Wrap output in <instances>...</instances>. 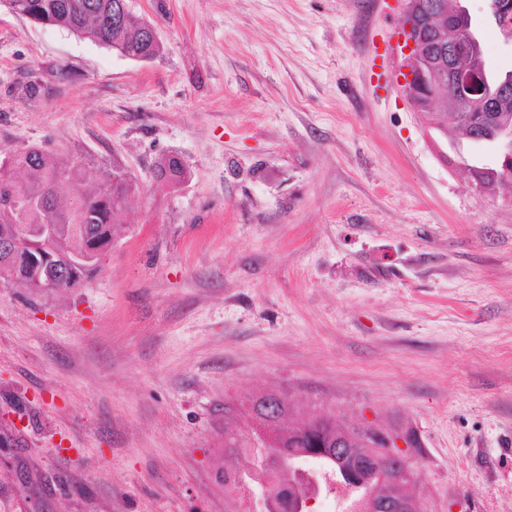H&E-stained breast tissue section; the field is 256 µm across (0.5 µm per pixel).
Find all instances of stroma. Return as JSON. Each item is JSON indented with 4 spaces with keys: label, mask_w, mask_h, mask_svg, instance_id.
I'll list each match as a JSON object with an SVG mask.
<instances>
[{
    "label": "stroma",
    "mask_w": 512,
    "mask_h": 512,
    "mask_svg": "<svg viewBox=\"0 0 512 512\" xmlns=\"http://www.w3.org/2000/svg\"><path fill=\"white\" fill-rule=\"evenodd\" d=\"M130 7L151 60L0 4V153L133 186L82 286L0 283V512H236L224 415L265 391L414 430L430 512H512V191L408 104L402 0ZM464 170L474 189L486 196L494 195L497 188L512 183V157L507 155L500 154L493 164L482 161L465 164Z\"/></svg>",
    "instance_id": "stroma-1"
}]
</instances>
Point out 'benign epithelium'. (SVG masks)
Returning a JSON list of instances; mask_svg holds the SVG:
<instances>
[{
    "label": "benign epithelium",
    "instance_id": "obj_1",
    "mask_svg": "<svg viewBox=\"0 0 512 512\" xmlns=\"http://www.w3.org/2000/svg\"><path fill=\"white\" fill-rule=\"evenodd\" d=\"M467 0H403L400 48L406 61L402 89L414 111L432 113L442 100L445 81L461 88V99L482 110L481 117L496 121L502 128L512 127V118L504 115V104L512 94V82L502 84L497 93L490 91L489 75L483 63L475 59L480 49L478 25L473 21ZM490 16L505 26L504 43L512 44V0H490ZM0 263L13 270V278L30 286L38 294L58 290V284L73 283L72 260L64 254L52 258L42 253L23 252L17 232L0 235ZM382 456L393 461L409 479L405 492L388 493L383 512H416L424 508L422 478L413 467L418 449L402 434L382 431L377 436ZM281 486L278 470H270L266 480L249 488V495L272 500Z\"/></svg>",
    "mask_w": 512,
    "mask_h": 512
}]
</instances>
